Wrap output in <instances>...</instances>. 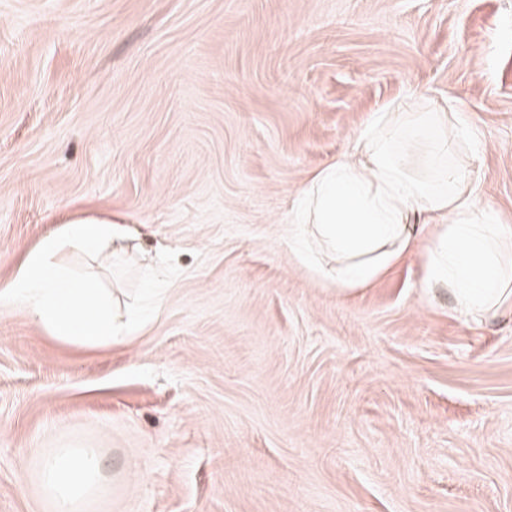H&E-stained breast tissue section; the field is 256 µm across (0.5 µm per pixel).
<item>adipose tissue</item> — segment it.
Listing matches in <instances>:
<instances>
[{"label": "adipose tissue", "instance_id": "ef3b65f1", "mask_svg": "<svg viewBox=\"0 0 512 512\" xmlns=\"http://www.w3.org/2000/svg\"><path fill=\"white\" fill-rule=\"evenodd\" d=\"M464 120L435 103L402 100L374 112L346 153L315 171L289 215L294 255L338 290L363 288L400 259L414 256L427 296L447 293L455 311L491 318L512 304V226L479 211L478 184L452 157ZM317 232L336 265L319 266L304 240ZM105 259L128 249L124 225L77 217L43 237L0 282V300L24 307L49 335L85 346L111 343L134 331L116 315L105 288L60 261L65 249ZM38 477L53 512H82L104 487L105 465L94 448L45 454Z\"/></svg>", "mask_w": 512, "mask_h": 512}]
</instances>
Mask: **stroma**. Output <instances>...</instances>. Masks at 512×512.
Returning <instances> with one entry per match:
<instances>
[{
	"instance_id": "1",
	"label": "stroma",
	"mask_w": 512,
	"mask_h": 512,
	"mask_svg": "<svg viewBox=\"0 0 512 512\" xmlns=\"http://www.w3.org/2000/svg\"><path fill=\"white\" fill-rule=\"evenodd\" d=\"M409 95L512 225V0H0V282L109 215L127 253L61 259L142 316L87 347L0 306V512H52L32 448L103 454L93 512H512V309L292 252L296 192Z\"/></svg>"
}]
</instances>
